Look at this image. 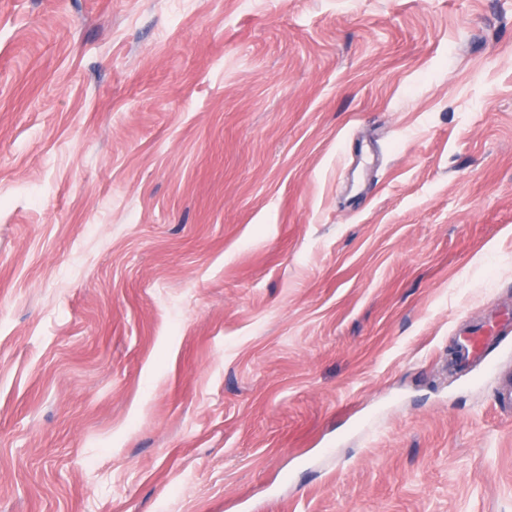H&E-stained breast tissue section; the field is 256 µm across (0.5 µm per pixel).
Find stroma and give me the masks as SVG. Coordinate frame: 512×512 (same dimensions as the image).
I'll return each instance as SVG.
<instances>
[{
	"label": "stroma",
	"mask_w": 512,
	"mask_h": 512,
	"mask_svg": "<svg viewBox=\"0 0 512 512\" xmlns=\"http://www.w3.org/2000/svg\"><path fill=\"white\" fill-rule=\"evenodd\" d=\"M512 0H0V512H512ZM512 326L511 313H503L495 320L489 321L475 329H463L458 333L457 345L462 352V366L483 357L488 342L508 332Z\"/></svg>",
	"instance_id": "obj_1"
}]
</instances>
